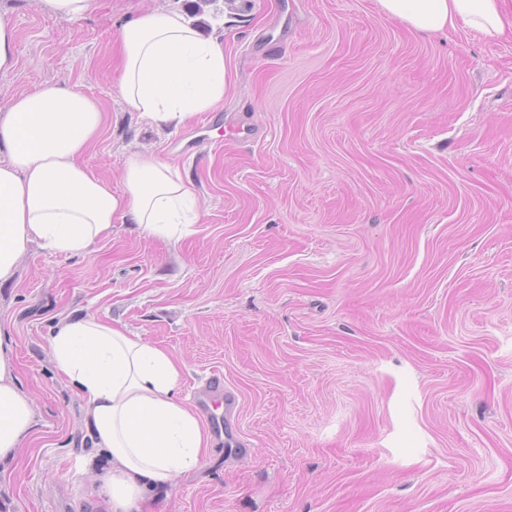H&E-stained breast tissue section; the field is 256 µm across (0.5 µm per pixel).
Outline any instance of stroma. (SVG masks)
<instances>
[{
  "label": "stroma",
  "instance_id": "35a3bbf8",
  "mask_svg": "<svg viewBox=\"0 0 512 512\" xmlns=\"http://www.w3.org/2000/svg\"><path fill=\"white\" fill-rule=\"evenodd\" d=\"M99 0L85 18L0 0L16 67L97 100L83 161L120 187L162 157L203 212L169 242L118 224L82 256L38 247L0 286L34 436L0 465V512H102L81 471L82 400L46 336L68 315L221 373L249 449L212 444L144 512H512V35H421L376 0ZM176 11L219 38L232 84L209 142L124 111L112 34ZM252 125L242 142L227 128Z\"/></svg>",
  "mask_w": 512,
  "mask_h": 512
}]
</instances>
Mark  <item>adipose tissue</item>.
Returning a JSON list of instances; mask_svg holds the SVG:
<instances>
[{
    "instance_id": "obj_1",
    "label": "adipose tissue",
    "mask_w": 512,
    "mask_h": 512,
    "mask_svg": "<svg viewBox=\"0 0 512 512\" xmlns=\"http://www.w3.org/2000/svg\"><path fill=\"white\" fill-rule=\"evenodd\" d=\"M385 17L414 32L464 27L486 40L512 33V0H377ZM116 44L125 111L158 126L181 127L224 102L229 71L219 40L203 38L182 14L149 11L124 21ZM98 101L45 83L0 113V282L15 278L31 244L79 256L133 224L173 238L198 223L191 181L159 158L125 157L122 189L82 157L105 129ZM59 375L81 397L86 435L110 460L89 495L105 512H142L173 477L200 467L209 436L175 395L182 367L167 350L85 315L59 319L48 338ZM35 407L20 390L13 348L0 330V462L24 448Z\"/></svg>"
}]
</instances>
